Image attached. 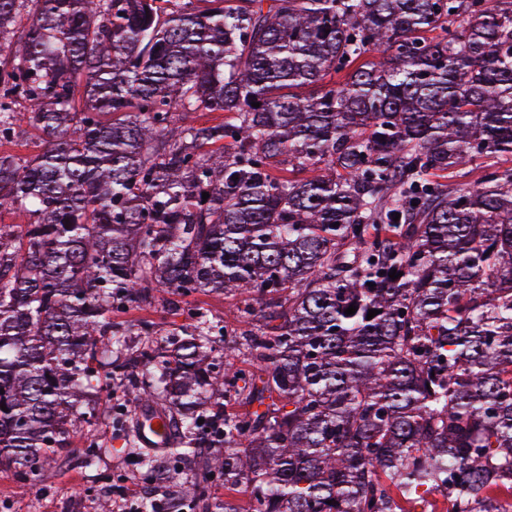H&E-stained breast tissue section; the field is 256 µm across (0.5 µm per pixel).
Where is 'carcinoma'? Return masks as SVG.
Wrapping results in <instances>:
<instances>
[{
  "instance_id": "cac0c4a2",
  "label": "carcinoma",
  "mask_w": 512,
  "mask_h": 512,
  "mask_svg": "<svg viewBox=\"0 0 512 512\" xmlns=\"http://www.w3.org/2000/svg\"><path fill=\"white\" fill-rule=\"evenodd\" d=\"M5 213L0 469L115 383L198 512L512 499V0H0ZM157 292L236 300L224 346L112 319ZM164 467V468H162ZM158 469H155L150 474H153L155 472H160L164 475L166 479H170L169 476H167L171 471L174 469V471L177 474L176 479H170L174 481V483L179 487L180 492L188 499H191L189 489L191 487V484L193 483L195 479V467L193 463V459L187 458V459H180L176 463H171L169 460L161 461V464ZM161 468V469H160Z\"/></svg>"
}]
</instances>
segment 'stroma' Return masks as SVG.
Segmentation results:
<instances>
[{
	"mask_svg": "<svg viewBox=\"0 0 512 512\" xmlns=\"http://www.w3.org/2000/svg\"><path fill=\"white\" fill-rule=\"evenodd\" d=\"M95 405L97 419L85 432L72 438L69 447L60 449L45 469L37 487L18 482L9 470H0V512H109L105 496L107 483L118 478L137 479V460L144 454L132 429L124 422L130 407L102 391ZM107 447L96 461L95 471L78 466L90 443Z\"/></svg>",
	"mask_w": 512,
	"mask_h": 512,
	"instance_id": "obj_1",
	"label": "stroma"
}]
</instances>
